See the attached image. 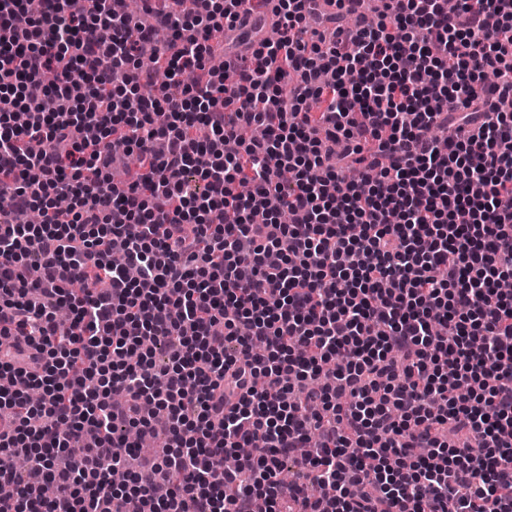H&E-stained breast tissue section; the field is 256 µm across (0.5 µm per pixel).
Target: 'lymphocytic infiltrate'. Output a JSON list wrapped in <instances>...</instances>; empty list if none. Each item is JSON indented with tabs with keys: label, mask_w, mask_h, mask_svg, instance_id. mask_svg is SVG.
Segmentation results:
<instances>
[{
	"label": "lymphocytic infiltrate",
	"mask_w": 512,
	"mask_h": 512,
	"mask_svg": "<svg viewBox=\"0 0 512 512\" xmlns=\"http://www.w3.org/2000/svg\"><path fill=\"white\" fill-rule=\"evenodd\" d=\"M395 2L277 0L259 63L217 71L247 0H0V485L54 487L9 512H512V0Z\"/></svg>",
	"instance_id": "1"
}]
</instances>
